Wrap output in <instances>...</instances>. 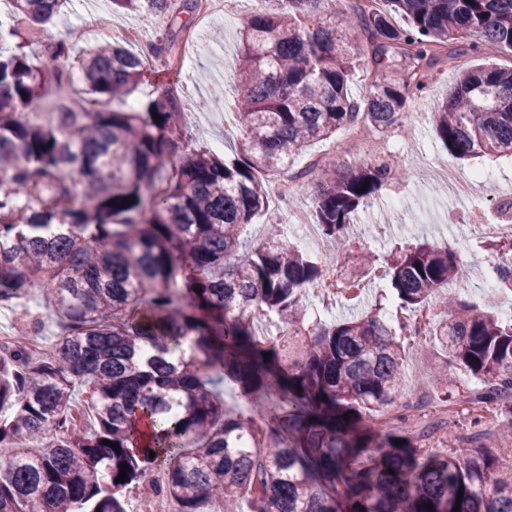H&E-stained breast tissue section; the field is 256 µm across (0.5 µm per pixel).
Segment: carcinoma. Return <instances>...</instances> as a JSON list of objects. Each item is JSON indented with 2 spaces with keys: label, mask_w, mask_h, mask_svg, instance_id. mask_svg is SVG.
I'll list each match as a JSON object with an SVG mask.
<instances>
[{
  "label": "carcinoma",
  "mask_w": 512,
  "mask_h": 512,
  "mask_svg": "<svg viewBox=\"0 0 512 512\" xmlns=\"http://www.w3.org/2000/svg\"><path fill=\"white\" fill-rule=\"evenodd\" d=\"M7 2L14 19L0 21V43L14 46L0 48V303L37 287L69 334L49 357L23 345L0 357V409H11L0 417V512H126L127 489L154 469L167 480L153 493L173 498L178 512H208L240 493L251 512H452L460 488L459 512H512V465L453 443L432 454L398 434L408 421L407 326L373 311L308 325L302 297L329 260L281 244L278 224L260 243L246 237L270 208L267 179L288 172L312 141L402 123L438 46L464 39L474 53L489 43L512 54V0L255 8L240 29L238 146L228 157L195 149L174 176L192 108L168 90L127 102L148 57H174L173 33L145 50L107 38L78 55L80 29L43 46L37 37L65 0ZM112 5L146 21L171 13V0ZM364 65L377 77L359 100L351 85ZM448 70L456 82L433 112L436 137L456 160L512 157V68H472L450 54ZM83 97L101 108L74 106ZM49 98L56 112L44 125L32 116ZM396 175L377 161L312 164L296 178L316 189L320 234L340 239ZM497 258L499 287L512 290V241ZM462 272L452 248L430 243L384 267L410 311ZM492 306L449 299L435 336L448 362L484 380L477 400L499 409L493 426L512 430V319ZM254 312L275 316L294 340L283 347L257 336ZM226 382L251 398L252 416L225 409ZM80 394L93 410L90 430L63 425ZM248 438L262 456L242 447Z\"/></svg>",
  "instance_id": "obj_1"
}]
</instances>
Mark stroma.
<instances>
[{"label": "stroma", "instance_id": "1", "mask_svg": "<svg viewBox=\"0 0 512 512\" xmlns=\"http://www.w3.org/2000/svg\"><path fill=\"white\" fill-rule=\"evenodd\" d=\"M109 15L110 26L87 24V15ZM186 21L192 26L203 25L207 30H223L222 40L211 42L205 52V59L220 58V68L204 70L195 65L181 70H170L160 61H153V75L142 81L134 91V98L158 94L171 88L185 101L191 102L202 97L230 98L235 80L237 58V25L214 15L207 20L179 14L178 18L158 16L149 22L139 18L113 12L110 0H68L62 11L40 31L43 39H50L70 28L83 29L85 46L118 35L120 29H135L142 39L166 32L172 21ZM466 41L456 40L440 47L434 66V77L422 96L409 104V114L403 126L393 128L388 138L391 146L388 157L395 164L406 168L408 175L383 185L371 204L361 210L357 221L348 228L345 241L334 243L318 239L316 253L336 255L343 266L357 265L362 253H373L378 260L393 258L404 250L428 241L445 244L454 248L461 259L466 278L453 285L452 290L468 302L480 304L488 292L489 285L496 282L493 240L482 239L473 232L480 220L475 201L465 198H449L442 184L431 175L432 169L449 162L463 177H470L474 170L492 173L498 186H512V158L503 157L495 161L481 159L451 160L447 150L436 138L432 128V114L437 106L451 92L455 79L449 71L446 60L449 52L465 51ZM236 119L233 114L193 113L189 129L181 150L196 146L213 147L215 141H223L224 153H232L236 145ZM362 290L355 300L340 298L336 306L323 307L316 289H307L303 303L310 319L332 323L374 308L380 309L382 317L391 323L411 321L412 313L400 308L398 300L387 284L381 281L362 279ZM50 302L39 291H31L22 300L0 304V334L23 328L31 330L46 348H53L58 334L54 323L49 322L45 313ZM447 365L453 382L448 389H441L428 374L432 363ZM484 382L465 369L448 364L445 352L436 341L426 344L408 345L404 362L405 401L408 405V435L415 436L430 431L432 424H439L440 432L432 433L426 447L432 451L443 448L444 436L468 440L474 432L471 419L465 407L469 400L481 394ZM446 405L448 416L438 422L421 419L420 408L428 402Z\"/></svg>", "mask_w": 512, "mask_h": 512}]
</instances>
